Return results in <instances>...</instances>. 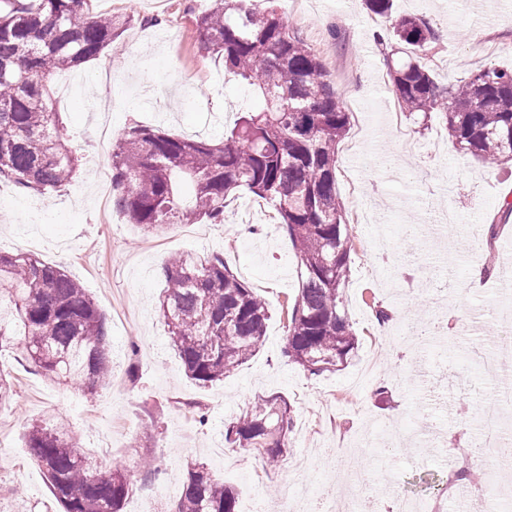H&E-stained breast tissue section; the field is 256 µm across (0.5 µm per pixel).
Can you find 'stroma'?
<instances>
[{"mask_svg":"<svg viewBox=\"0 0 512 512\" xmlns=\"http://www.w3.org/2000/svg\"><path fill=\"white\" fill-rule=\"evenodd\" d=\"M133 22L115 49L81 68L51 77L74 81L59 111L69 144L81 159L71 182L51 198L0 182V249L34 253L78 278L106 318L112 349L107 389L90 395L34 373L22 344L0 353V369L14 378L11 400L0 405V512H60L41 470L23 442L28 422L65 419L91 455L110 456L130 478L125 512L153 486L169 496L172 512L189 466L201 463L230 486L238 507L267 501L270 489L292 482L312 493L344 484L337 452L367 475L361 512H385L394 497L431 495L452 449L470 444L459 417L476 422L490 386L472 355L488 345L504 310L493 293L466 288L469 267L495 256L488 225L499 224L498 204L512 200V164L489 167L460 151L438 118L400 111L378 40L385 25L362 0H310L287 14L292 32L320 57L327 79L345 103L350 123L338 145V194L352 242L345 309L358 338L353 360L319 376L283 355L287 310L300 284V262L279 227L277 213L257 196L228 199L224 221L208 235H183L181 226L149 230L129 223L115 206L102 209L112 182L114 136L146 125L219 142L239 113L259 110L252 88L224 71L221 59L202 56L195 16L211 0H123ZM394 15H411L438 34L424 59L439 84L467 80L489 65L512 69V7L503 0H394ZM159 17V26L144 18ZM454 212L446 234L426 215ZM222 254L251 288L266 298L270 319L259 351L233 375L208 385L190 380L157 312L171 256ZM395 324L440 314L444 335L467 326L455 348L432 347L416 359L406 344L380 340L374 306ZM136 376H129V365ZM386 397H379L378 388ZM276 394L293 407L295 427L280 467L255 453L226 447L224 424L255 397ZM209 414L195 421V406ZM396 423L407 440L427 437L420 459L387 457L360 445L374 424Z\"/></svg>","mask_w":512,"mask_h":512,"instance_id":"stroma-1","label":"stroma"}]
</instances>
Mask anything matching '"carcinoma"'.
<instances>
[{
    "mask_svg": "<svg viewBox=\"0 0 512 512\" xmlns=\"http://www.w3.org/2000/svg\"><path fill=\"white\" fill-rule=\"evenodd\" d=\"M365 3L406 55L389 70L399 105L439 114L452 141L483 163H512V70L488 66L458 87L441 86L422 63L436 32L413 17H393V0ZM129 23L123 14L90 12L88 0H0L1 182L44 197L72 179L79 158L65 143L45 81L99 58ZM196 26L199 50L257 89L263 108L242 113L217 144L128 127L112 149L115 205L129 223L156 227L220 223L224 200L239 188L268 201L301 266L284 355L313 375L335 372L358 344L343 303L351 239L336 191V150L349 112L320 58L275 7L257 12L251 0H214ZM164 277L159 314L191 380H222L260 349L268 304L223 257L177 256ZM0 306L7 311L0 317V352L14 346L18 321L44 377L75 381L91 395L106 387L112 376L106 320L77 279L32 253L0 251ZM293 428L285 399L260 396L224 424V441L255 448L275 464L290 448ZM25 444L63 512H123L131 491L126 474L82 453L63 423L32 422ZM175 512H236V496L194 464Z\"/></svg>",
    "mask_w": 512,
    "mask_h": 512,
    "instance_id": "obj_1",
    "label": "carcinoma"
}]
</instances>
